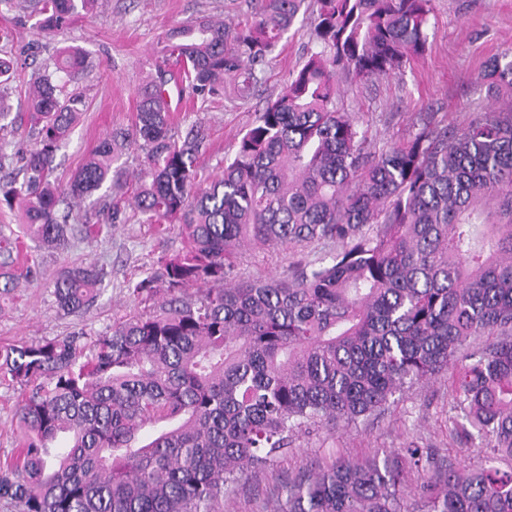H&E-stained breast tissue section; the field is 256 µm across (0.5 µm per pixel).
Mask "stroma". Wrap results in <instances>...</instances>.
Returning a JSON list of instances; mask_svg holds the SVG:
<instances>
[{
  "label": "stroma",
  "mask_w": 512,
  "mask_h": 512,
  "mask_svg": "<svg viewBox=\"0 0 512 512\" xmlns=\"http://www.w3.org/2000/svg\"><path fill=\"white\" fill-rule=\"evenodd\" d=\"M254 0H98L96 11L72 21L58 35L39 33L26 14L0 6V50L11 52L22 67L12 84L10 103L17 114L14 131L0 142L6 154L31 149L35 137L19 105L32 73L57 48L79 49L83 72L72 87L84 106L78 123L56 152L53 177L66 184L99 140L127 127L136 111L138 90L152 70L159 42L180 23L220 18L238 23L251 19ZM312 14H299L293 28L278 44L265 74L266 82L247 100L221 96L205 103L183 98L173 107L174 130L202 123L210 148L200 160L205 174L220 175L224 158L237 134L252 122L270 95L277 93L289 71L299 67L315 44ZM425 54L401 73L368 83L341 81L344 106L357 113L376 147L406 137L419 116L433 115L441 123L464 125L483 111L487 101L478 74L485 62L512 44V0H433ZM183 248L178 230L158 236L139 215L91 238L71 240L67 249L37 250L31 277L0 298V345L38 342L82 329L111 331L114 319L131 302L127 288L140 280L162 256ZM299 250H246L236 271L245 279L264 280L288 272ZM105 269L103 291L88 310L77 315L59 312L51 283L61 269L74 264ZM452 402L449 372H441L397 393L384 410L358 424L321 431L300 439L296 448L272 466L244 477L224 497V512H271L269 500L279 481L294 477L311 464L337 459H360L374 451L407 446L431 448L438 462L461 467L476 462V451L448 436Z\"/></svg>",
  "instance_id": "obj_1"
}]
</instances>
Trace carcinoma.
Returning a JSON list of instances; mask_svg holds the SVG:
<instances>
[{
  "label": "carcinoma",
  "mask_w": 512,
  "mask_h": 512,
  "mask_svg": "<svg viewBox=\"0 0 512 512\" xmlns=\"http://www.w3.org/2000/svg\"><path fill=\"white\" fill-rule=\"evenodd\" d=\"M317 50L240 133L221 175L197 165L204 127L172 133L171 88L205 97L254 88L304 0H258L253 19L169 29L138 91L132 126L112 131L59 188L53 161L81 112L66 90L83 57L59 49L30 85L35 146L0 206L22 208L27 236L59 250L79 232L125 222L99 199L129 180L132 208L182 251L131 285L112 331L0 346V380L19 390L14 455L0 500L20 512H224V494L326 426H352L407 385L451 367L449 436L481 441L473 465H435L421 448L339 460L275 488L274 512H512V47L478 77L491 99L462 127L420 119L377 148L340 104L339 80L399 73L424 54L432 0H315ZM95 0H24L46 34ZM16 64L0 58V135ZM328 248L288 274L238 280L240 249ZM20 242L0 235V295L19 279ZM94 265L62 269L58 311L100 296ZM496 337L475 347L476 337ZM426 474L408 503L403 469Z\"/></svg>",
  "instance_id": "carcinoma-1"
}]
</instances>
